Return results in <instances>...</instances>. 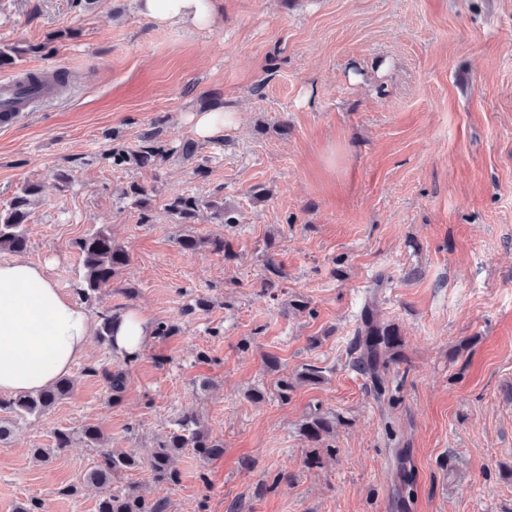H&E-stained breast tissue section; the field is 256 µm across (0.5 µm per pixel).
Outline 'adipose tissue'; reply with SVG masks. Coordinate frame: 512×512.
I'll return each mask as SVG.
<instances>
[{"mask_svg":"<svg viewBox=\"0 0 512 512\" xmlns=\"http://www.w3.org/2000/svg\"><path fill=\"white\" fill-rule=\"evenodd\" d=\"M138 13L160 27L209 26L214 0H134ZM96 324L65 294L44 265L23 258L0 262V395L35 394L69 376L85 357ZM152 325L130 311L114 323L118 354L142 351Z\"/></svg>","mask_w":512,"mask_h":512,"instance_id":"obj_1","label":"adipose tissue"}]
</instances>
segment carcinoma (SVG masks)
<instances>
[{
  "instance_id": "cac0c4a2",
  "label": "carcinoma",
  "mask_w": 512,
  "mask_h": 512,
  "mask_svg": "<svg viewBox=\"0 0 512 512\" xmlns=\"http://www.w3.org/2000/svg\"><path fill=\"white\" fill-rule=\"evenodd\" d=\"M179 154L189 160L194 156L191 145L185 144L180 149L167 148L161 144L160 131L145 134L134 149L117 145L112 147L105 158L115 166L134 164L138 167H158L166 160ZM41 192V186L27 184L23 186L5 205H0V250L22 253L27 250L28 239L23 229L30 216V207ZM212 210L213 218L221 224L236 223L235 211L222 202L207 203L190 194H177L166 204L167 211L179 224H191L202 206ZM180 248L188 252H196L206 246L213 254L233 260L237 254L231 243L224 238L204 241L194 235L185 234L178 239ZM81 259L83 274L80 279L78 295L86 301L98 287L110 281L118 268L129 261L126 251L116 245L112 235L99 229L89 236L76 242ZM264 266L267 276L261 281L262 291L272 293L280 288V281L285 279L284 273L273 259L265 255ZM118 314L107 308L99 312L100 324L97 336L101 340L111 342L113 323ZM402 338L398 329L379 319L374 309L366 307L361 317V324L356 329L350 345L353 354L352 366L368 379L370 391L379 400L385 398L389 389L385 385L384 374L389 364L400 361ZM93 375L102 374L112 398L117 399L124 391L127 383L126 369L118 367L114 370L104 368L97 370L87 368ZM74 382L68 377L59 379L50 388L36 394H21L9 398H0V411L9 412L18 418L38 415L71 394ZM338 417L328 416L316 409L306 416L301 425V433L307 441L318 447L336 429ZM74 435L69 430H57L53 434V447L35 448L34 456L42 462L66 448L70 447ZM190 448L198 456L207 460H216L224 455V443L210 437L201 429L195 413L183 412L176 421V429L158 439L154 447L141 456L131 451H116L111 448L98 449L99 460L80 479L79 484H71L58 490L62 496H75L81 486L92 485L102 490L97 504V512H168L169 505L164 499H154L142 493L135 485L124 488L112 487L115 475L130 468L144 465L156 483L175 484L180 480L179 472L172 467V460L182 450Z\"/></svg>"
}]
</instances>
